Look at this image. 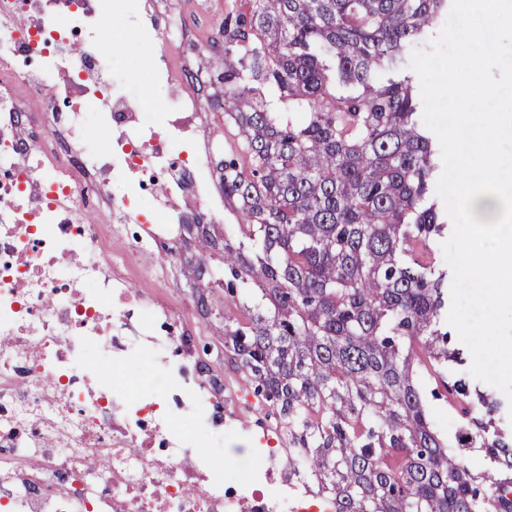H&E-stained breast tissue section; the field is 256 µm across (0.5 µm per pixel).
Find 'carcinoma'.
<instances>
[{"mask_svg":"<svg viewBox=\"0 0 512 512\" xmlns=\"http://www.w3.org/2000/svg\"><path fill=\"white\" fill-rule=\"evenodd\" d=\"M452 0H244L196 42L187 83L234 147L211 165L240 214L224 239V352L288 435V471L334 512H512V440L501 402L460 383L448 404L459 448L427 411L421 380L447 348L433 193L439 141L426 127L411 47ZM490 417L469 428L474 402Z\"/></svg>","mask_w":512,"mask_h":512,"instance_id":"obj_1","label":"carcinoma"}]
</instances>
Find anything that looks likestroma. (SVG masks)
<instances>
[{
    "label": "stroma",
    "instance_id": "35a3bbf8",
    "mask_svg": "<svg viewBox=\"0 0 512 512\" xmlns=\"http://www.w3.org/2000/svg\"><path fill=\"white\" fill-rule=\"evenodd\" d=\"M195 0H153L154 9L167 16L172 27L169 36L179 40L181 29H189L192 36L205 40L211 28L232 0H210L208 14H200ZM110 48L116 49L119 59L132 71L143 72L146 83L143 93L157 103L166 100L165 89L153 82V71L146 61L151 52L136 32L135 23H116L112 27ZM204 264L211 283L206 289L205 304H198L195 288V267ZM130 278L137 289L163 293L187 302L190 310L180 325L189 329L195 338V351L199 353L211 373L222 378L226 390L237 397L234 409L224 415L225 424L232 431L224 437V454L228 457L248 459L259 448L262 437H270L273 447H287L288 441L277 429L265 407L258 405L250 384L238 368L224 354V306L228 296L224 292V253L211 250L197 240L179 242L176 247L152 245L141 259L132 266Z\"/></svg>",
    "mask_w": 512,
    "mask_h": 512
}]
</instances>
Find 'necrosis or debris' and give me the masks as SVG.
<instances>
[{"label": "necrosis or debris", "instance_id": "4bbe7bcc", "mask_svg": "<svg viewBox=\"0 0 512 512\" xmlns=\"http://www.w3.org/2000/svg\"><path fill=\"white\" fill-rule=\"evenodd\" d=\"M118 19L154 35L164 111L103 50ZM167 29L150 0H0V512H303L226 496L223 432L200 450L215 393L193 340L157 332L178 313L117 273L145 244H113V225L159 217L174 245L201 206L224 219L209 159L188 155L201 102L181 94ZM149 170L148 206L113 194Z\"/></svg>", "mask_w": 512, "mask_h": 512}]
</instances>
